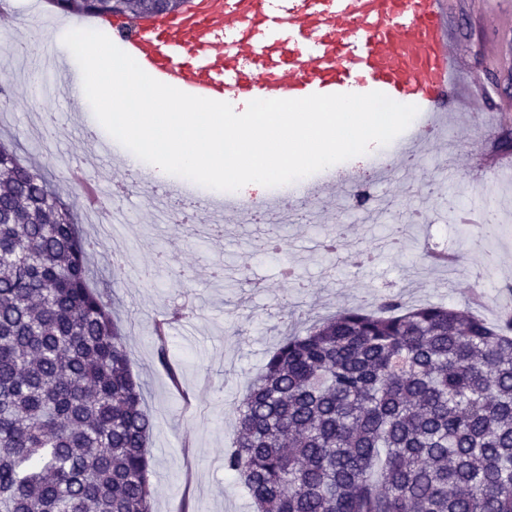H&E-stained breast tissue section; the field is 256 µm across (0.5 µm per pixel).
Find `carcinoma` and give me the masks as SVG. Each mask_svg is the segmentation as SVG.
Wrapping results in <instances>:
<instances>
[{
	"label": "carcinoma",
	"mask_w": 512,
	"mask_h": 512,
	"mask_svg": "<svg viewBox=\"0 0 512 512\" xmlns=\"http://www.w3.org/2000/svg\"><path fill=\"white\" fill-rule=\"evenodd\" d=\"M48 2L134 19L186 0ZM97 246L1 138L0 512H153V418ZM234 416L224 470L254 512H512V319L387 294L285 333Z\"/></svg>",
	"instance_id": "1"
}]
</instances>
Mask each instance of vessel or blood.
Instances as JSON below:
<instances>
[{
	"label": "vessel or blood",
	"instance_id": "vessel-or-blood-1",
	"mask_svg": "<svg viewBox=\"0 0 512 512\" xmlns=\"http://www.w3.org/2000/svg\"><path fill=\"white\" fill-rule=\"evenodd\" d=\"M449 0H190L188 8L117 16L120 48L154 79L238 106L255 99L379 91L419 108L420 129L395 143L403 159L432 140L457 108L464 52L452 36ZM353 175L329 171L300 193L334 210ZM209 224L245 223L246 200L204 203Z\"/></svg>",
	"mask_w": 512,
	"mask_h": 512
}]
</instances>
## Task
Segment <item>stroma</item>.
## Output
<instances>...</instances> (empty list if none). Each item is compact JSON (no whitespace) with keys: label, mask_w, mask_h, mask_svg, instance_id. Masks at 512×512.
<instances>
[{"label":"stroma","mask_w":512,"mask_h":512,"mask_svg":"<svg viewBox=\"0 0 512 512\" xmlns=\"http://www.w3.org/2000/svg\"><path fill=\"white\" fill-rule=\"evenodd\" d=\"M45 11L40 5L13 13L0 36L28 38L36 55L68 58L63 41L45 37L51 23ZM457 33L470 67L490 86L488 111L450 120L439 146L424 149L413 168L396 166L379 192L395 195L414 181L419 194L383 210L377 221H367L346 193L336 201L334 223L309 204L280 224H227L200 238L188 225L157 223L143 195L121 200L131 221L94 255L90 269L93 283L112 295L131 370L145 385L144 405L154 422L148 440L154 512H249L245 489L224 470V452L235 438V403L286 331H304L345 308L375 310L388 293L412 305L469 304L485 321H496L501 294L494 283L500 273L512 275V179L494 181L471 159L496 155L501 144L512 142V67L496 63L500 46H512V0H479L472 15L459 19ZM26 56L0 45V66L16 77L14 99L0 111V135L44 163L67 195V161L87 157L91 135L106 131L94 113L77 116L63 99L45 98L38 106L42 123L62 135L48 142L32 138V92L17 75ZM448 144L461 155L454 171L446 165ZM452 199L498 211L500 222L486 225L484 237L500 265L485 264L448 223ZM333 230L371 250V263L354 267L342 254L314 251V242ZM429 244L462 254L450 277L426 264ZM160 250L171 256L170 267L142 281V269ZM180 307L193 315L171 332L164 367L152 339L154 321Z\"/></svg>","instance_id":"obj_1"}]
</instances>
